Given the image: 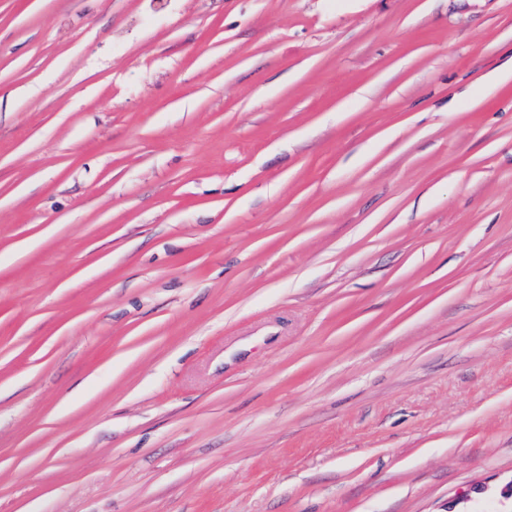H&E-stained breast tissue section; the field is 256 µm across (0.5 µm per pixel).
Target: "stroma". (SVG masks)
Here are the masks:
<instances>
[{
    "label": "stroma",
    "mask_w": 512,
    "mask_h": 512,
    "mask_svg": "<svg viewBox=\"0 0 512 512\" xmlns=\"http://www.w3.org/2000/svg\"><path fill=\"white\" fill-rule=\"evenodd\" d=\"M0 512H512V0H0Z\"/></svg>",
    "instance_id": "stroma-1"
}]
</instances>
